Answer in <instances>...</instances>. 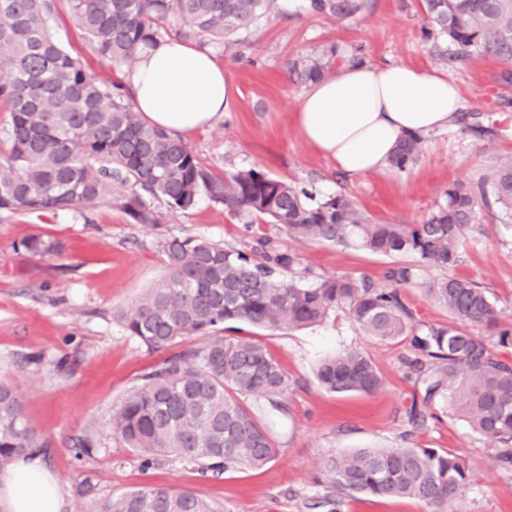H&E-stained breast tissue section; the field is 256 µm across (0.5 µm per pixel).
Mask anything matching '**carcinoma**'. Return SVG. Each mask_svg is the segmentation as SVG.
I'll list each match as a JSON object with an SVG mask.
<instances>
[{
	"instance_id": "obj_1",
	"label": "carcinoma",
	"mask_w": 512,
	"mask_h": 512,
	"mask_svg": "<svg viewBox=\"0 0 512 512\" xmlns=\"http://www.w3.org/2000/svg\"><path fill=\"white\" fill-rule=\"evenodd\" d=\"M319 14L350 19L368 0H307ZM71 14L88 35L105 69L137 59L164 36L205 38L213 49L248 34L262 20L286 13V0H70ZM51 0H0V106L10 123L0 140V213L82 214L92 205L118 203L135 224L161 223L164 206L186 213L206 197L231 216L262 217L291 239L358 246L394 264L388 284L332 275L303 285L294 253L226 248L204 236L162 241L164 276L127 311L128 334L153 351L188 336L205 342L180 350L144 374L113 411V434L146 462L175 454L216 473L259 469L279 448L248 400L284 413L294 381L267 348L247 336L227 337L239 323L269 330L320 325L342 311L367 336L409 340L403 364L422 403L408 411L411 430L439 408L478 434L495 439L496 460L512 464V327L497 322L491 292L452 270L461 262L479 207L496 205L512 231V158L500 160L476 183L448 185L419 224L379 223L342 193L319 197L254 168L219 177L180 138L144 123L131 88L88 71L53 36ZM431 33L453 47L442 59L492 58L512 66V0H422ZM336 47L298 57L290 71L304 83L327 75ZM426 137L405 136L389 166L405 171ZM22 246L57 255L60 243L31 234ZM426 267L448 274L420 283ZM423 285L445 307L446 323H421L401 289ZM485 326L490 341L475 332ZM316 380L332 394L377 391L381 376L358 349L320 361ZM17 388L0 381V468L38 449ZM322 469L338 496L367 494L417 500L431 512H449L472 478L468 457L442 448H359L325 457ZM98 512H214L190 491L166 486L124 492Z\"/></svg>"
}]
</instances>
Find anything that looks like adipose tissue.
I'll return each mask as SVG.
<instances>
[{
	"label": "adipose tissue",
	"mask_w": 512,
	"mask_h": 512,
	"mask_svg": "<svg viewBox=\"0 0 512 512\" xmlns=\"http://www.w3.org/2000/svg\"><path fill=\"white\" fill-rule=\"evenodd\" d=\"M122 80L149 125L183 137L211 126L234 104L214 50L163 38L144 48ZM462 98L446 73L393 62H353L309 83L295 124L305 143L350 178L383 171L401 139L454 126ZM63 495L38 455L0 474V512H62Z\"/></svg>",
	"instance_id": "adipose-tissue-1"
}]
</instances>
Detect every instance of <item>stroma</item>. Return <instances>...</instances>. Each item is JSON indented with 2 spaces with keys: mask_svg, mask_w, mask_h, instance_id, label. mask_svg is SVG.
I'll list each match as a JSON object with an SVG mask.
<instances>
[{
  "mask_svg": "<svg viewBox=\"0 0 512 512\" xmlns=\"http://www.w3.org/2000/svg\"><path fill=\"white\" fill-rule=\"evenodd\" d=\"M304 2L288 0L286 15L270 17L218 52L234 107L186 139L214 174L254 168L320 196L346 194L377 221L414 224L448 184L477 181L498 159L512 155V71L493 60L444 63L425 36L419 0H370L367 10L348 20L308 12ZM53 3L55 37L86 69L101 72L68 0ZM333 45L345 55L359 46L374 61L447 72L461 92L462 121L428 137L407 171L389 168L348 179L304 143L292 120L305 86L289 72V61ZM36 232L58 240L61 253L27 252L22 241ZM170 235L208 236L236 249L269 239L273 248L297 255L295 272L308 282L350 274L381 285L396 262L355 247L293 241L264 219L246 224L205 199L188 213L164 212L156 227L133 223L112 201L83 217L1 214L0 378L17 387L30 425L47 445L41 461L63 493L64 512H95L115 494L151 486L192 491L216 512H330L322 503L323 456L395 447L409 430L415 386L402 364L407 342L365 336L342 312L290 332L244 326V335L265 344L294 381L288 412L273 425L276 459L260 469L220 474L175 456L145 464L115 437L110 419L165 354L129 336L116 313L163 277L161 243ZM455 272L489 288L499 323L512 324V232L496 212L480 211ZM348 347L361 350L379 370L377 392L338 396L319 386V360ZM83 440L90 441L89 451L75 454L74 444ZM411 442L472 461V480L453 512H512V466L496 461L492 439L444 417L429 421Z\"/></svg>",
  "mask_w": 512,
  "mask_h": 512,
  "instance_id": "35a3bbf8",
  "label": "stroma"
}]
</instances>
